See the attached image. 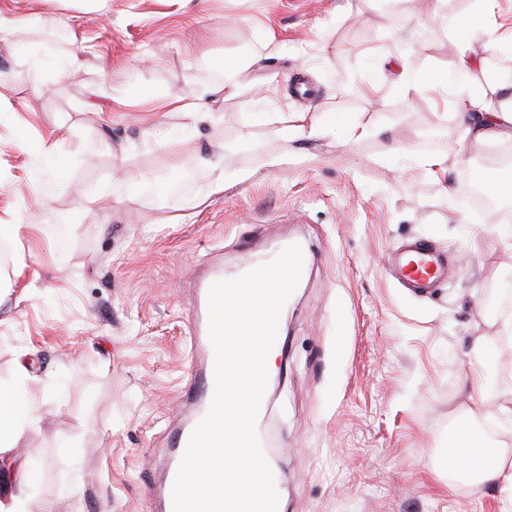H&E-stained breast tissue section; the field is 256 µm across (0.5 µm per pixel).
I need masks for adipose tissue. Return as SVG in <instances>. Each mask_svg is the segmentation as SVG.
Masks as SVG:
<instances>
[{"label":"adipose tissue","mask_w":512,"mask_h":512,"mask_svg":"<svg viewBox=\"0 0 512 512\" xmlns=\"http://www.w3.org/2000/svg\"><path fill=\"white\" fill-rule=\"evenodd\" d=\"M490 86L501 93L504 105L489 106L486 89ZM460 118L466 137L474 142L511 131L512 79L497 77L488 85L473 82L466 90L465 110ZM487 377L488 369L483 358H476L471 376L473 405L467 412V420L459 422L456 427L455 444L448 451V471L452 474L467 472L485 483L500 480L512 483V462L507 460L504 453L499 452L488 458L472 454L469 450L472 431L468 420L486 412L483 389ZM28 378L27 368L21 364L17 367L15 386L0 387V512H26L27 484L19 480L21 468L14 463L10 452L39 421L36 411L21 415L15 407L16 389L25 385Z\"/></svg>","instance_id":"adipose-tissue-1"}]
</instances>
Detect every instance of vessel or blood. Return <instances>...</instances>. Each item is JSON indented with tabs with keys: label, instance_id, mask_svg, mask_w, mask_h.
<instances>
[{
	"label": "vessel or blood",
	"instance_id": "vessel-or-blood-1",
	"mask_svg": "<svg viewBox=\"0 0 512 512\" xmlns=\"http://www.w3.org/2000/svg\"><path fill=\"white\" fill-rule=\"evenodd\" d=\"M405 287L419 294L430 292L448 271V261L424 241H408L392 258ZM221 269L213 268L199 282L192 305L191 331L194 336V355L191 359V378L187 398L193 406L190 420L176 426L172 436L170 464L163 482L151 486L149 492L159 499L163 512H173L172 490L191 433L208 412L214 394L215 353L206 344L209 334L208 294L211 286L222 280Z\"/></svg>",
	"mask_w": 512,
	"mask_h": 512
}]
</instances>
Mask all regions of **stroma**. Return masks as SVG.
<instances>
[{
	"instance_id": "35a3bbf8",
	"label": "stroma",
	"mask_w": 512,
	"mask_h": 512,
	"mask_svg": "<svg viewBox=\"0 0 512 512\" xmlns=\"http://www.w3.org/2000/svg\"><path fill=\"white\" fill-rule=\"evenodd\" d=\"M0 15V386L25 358L19 405L42 417L14 450L27 512H159L148 488L190 415L193 283L291 240L309 263L264 410L281 512H502L511 488L435 467L476 342L488 400L512 397L489 310L512 296V251L458 200L493 144L463 138V90L397 76L447 77L469 28H512V0H0ZM229 62L241 94L211 95L201 66ZM178 98L206 119L182 129ZM305 110L320 136L276 134ZM219 146L231 178L210 198L198 155ZM441 153L444 171L425 166ZM410 238L454 262L432 296L388 264Z\"/></svg>"
}]
</instances>
